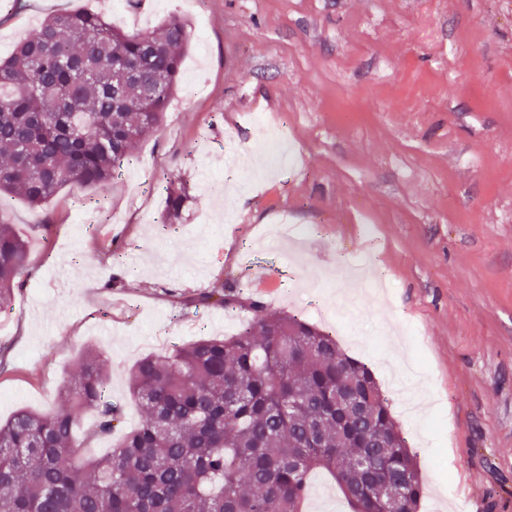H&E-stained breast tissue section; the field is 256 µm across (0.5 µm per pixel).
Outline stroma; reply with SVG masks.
<instances>
[{
    "label": "stroma",
    "instance_id": "stroma-1",
    "mask_svg": "<svg viewBox=\"0 0 512 512\" xmlns=\"http://www.w3.org/2000/svg\"><path fill=\"white\" fill-rule=\"evenodd\" d=\"M26 3L0 10V57L61 10L131 31L175 14L200 86L179 85L114 185L39 208L0 195L30 245L0 312V420L55 407L94 345L128 430L130 371L157 338L232 335L257 301L371 367L417 456L420 512H512V0ZM172 176L187 200L164 230ZM215 288L242 308L198 304ZM303 509L349 512L323 473Z\"/></svg>",
    "mask_w": 512,
    "mask_h": 512
}]
</instances>
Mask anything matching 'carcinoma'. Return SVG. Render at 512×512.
<instances>
[{
    "instance_id": "cac0c4a2",
    "label": "carcinoma",
    "mask_w": 512,
    "mask_h": 512,
    "mask_svg": "<svg viewBox=\"0 0 512 512\" xmlns=\"http://www.w3.org/2000/svg\"><path fill=\"white\" fill-rule=\"evenodd\" d=\"M190 40L176 15L145 31L86 9L49 15L0 58V193L39 207L67 184L113 182L161 129ZM165 192L170 224L186 197L172 180ZM27 259L0 214V309ZM199 303L242 306L215 291ZM129 391L140 421L97 458L78 457L80 415L96 412L88 437H104L122 410L92 348L56 409L0 423V512H301L317 469L353 512H419L415 455L372 370L295 314L142 357Z\"/></svg>"
}]
</instances>
